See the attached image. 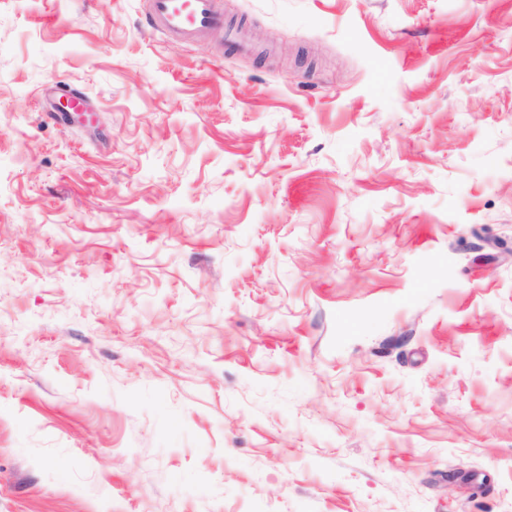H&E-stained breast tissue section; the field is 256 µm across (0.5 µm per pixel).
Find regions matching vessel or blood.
<instances>
[{
    "label": "vessel or blood",
    "instance_id": "1",
    "mask_svg": "<svg viewBox=\"0 0 512 512\" xmlns=\"http://www.w3.org/2000/svg\"><path fill=\"white\" fill-rule=\"evenodd\" d=\"M148 25L155 32L182 42L207 34H226L239 50L247 43L236 30L226 29L219 0H148Z\"/></svg>",
    "mask_w": 512,
    "mask_h": 512
}]
</instances>
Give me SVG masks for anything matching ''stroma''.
I'll list each match as a JSON object with an SVG mask.
<instances>
[{
    "label": "stroma",
    "instance_id": "35a3bbf8",
    "mask_svg": "<svg viewBox=\"0 0 512 512\" xmlns=\"http://www.w3.org/2000/svg\"><path fill=\"white\" fill-rule=\"evenodd\" d=\"M223 2L0 0V512H512V0ZM220 0H148V26L171 39L191 42L207 34L224 36Z\"/></svg>",
    "mask_w": 512,
    "mask_h": 512
}]
</instances>
